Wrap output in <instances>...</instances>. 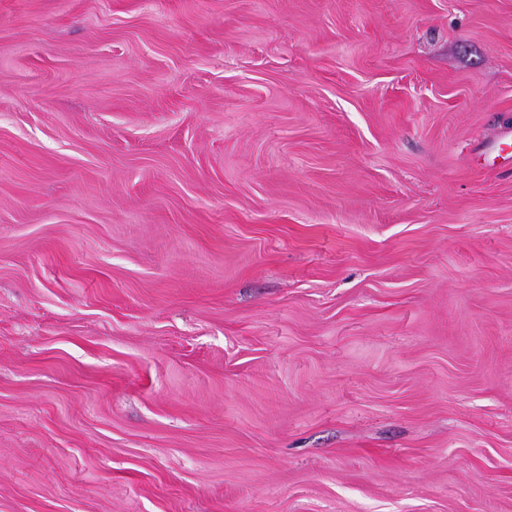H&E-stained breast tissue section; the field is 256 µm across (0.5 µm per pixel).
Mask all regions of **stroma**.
<instances>
[{
	"label": "stroma",
	"mask_w": 512,
	"mask_h": 512,
	"mask_svg": "<svg viewBox=\"0 0 512 512\" xmlns=\"http://www.w3.org/2000/svg\"><path fill=\"white\" fill-rule=\"evenodd\" d=\"M0 512H512V0H0Z\"/></svg>",
	"instance_id": "1"
}]
</instances>
